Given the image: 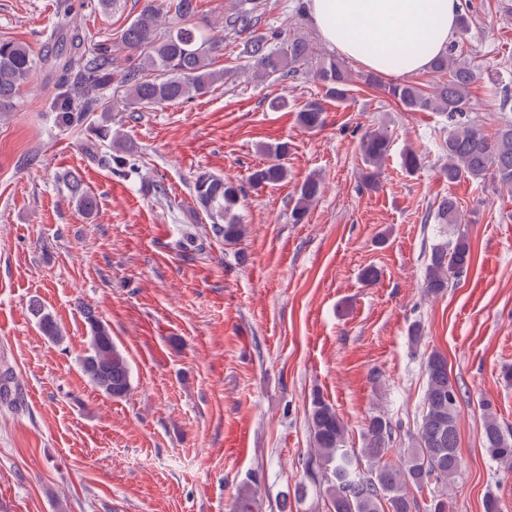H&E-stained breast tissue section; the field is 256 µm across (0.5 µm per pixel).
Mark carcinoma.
Masks as SVG:
<instances>
[{
    "label": "carcinoma",
    "instance_id": "cac0c4a2",
    "mask_svg": "<svg viewBox=\"0 0 512 512\" xmlns=\"http://www.w3.org/2000/svg\"><path fill=\"white\" fill-rule=\"evenodd\" d=\"M196 0H168L165 7L147 0L141 12L121 31L118 46L127 51L118 60L112 40H101L77 26L61 32L53 48L37 55L25 43L0 40V114L15 110L21 87L39 67L57 77L58 92L51 110L63 127L80 125L101 106L103 92L121 94L124 104L134 108H157L180 104L203 95L216 83L235 76L233 70L211 68L212 56L222 50V39L210 34L195 21ZM256 24L255 9H237L225 16V27L237 33L249 32ZM458 39L433 62L431 69L442 79L430 86L413 82L386 84L373 72L360 75L368 87L381 88L407 112H444L448 132L441 150L448 155L443 175L452 185L462 179L487 178L512 190V120L505 119L494 132L486 131L470 116V88L475 73L462 57L459 39L469 31L465 9L458 15ZM244 56L254 72L263 78L286 80L302 69L325 90L326 96L345 100L355 80L346 66L333 55L316 52L305 36L281 41V33L271 31L253 35L244 43ZM301 124L309 129L323 125V108L308 104L299 112ZM90 132L101 142H109L115 153L108 162L117 174L135 166L132 149L112 140V129L104 123L93 124ZM390 137L382 128L365 132L360 152L365 165L363 184L377 185L380 167L390 151ZM272 160L256 168L250 183L256 188L282 181L287 169L280 160L288 154V143L269 147ZM70 198L87 216L97 208L96 198L87 192L79 177L71 172L63 178ZM320 183L310 178L300 187L292 210L293 222L301 223L319 194ZM193 197L195 205L212 220V232L233 243L242 237L244 227L235 213L241 188L233 181L210 172L197 175ZM436 218L441 224H460L462 216L456 198L442 197ZM471 247L465 233L434 243L428 255L424 292L437 296L452 280L469 268ZM42 334L59 344L64 336L56 319L38 301L30 303ZM89 333L87 352L80 359L82 373L89 382L110 398H122L131 390V370L126 357L112 342L109 327L92 311L83 308ZM426 389L417 434L409 446L397 449L398 462L386 460L388 451L403 430L402 422L385 414L372 415L365 424L364 446L355 455L345 448L346 429L336 409L320 395L311 399L309 422L314 450L305 466L311 477L321 478L331 501L332 512H448V486L456 477L458 454V418L461 389L448 375V362L439 352L427 356ZM0 402L11 407L19 404L13 372L0 371ZM484 415L486 455L506 473L512 472V434L505 433L495 415L493 404L480 402ZM366 461L368 467L361 466ZM424 489L430 498L419 505L410 489Z\"/></svg>",
    "mask_w": 512,
    "mask_h": 512
}]
</instances>
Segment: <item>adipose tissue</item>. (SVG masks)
<instances>
[{"label": "adipose tissue", "instance_id": "1", "mask_svg": "<svg viewBox=\"0 0 512 512\" xmlns=\"http://www.w3.org/2000/svg\"><path fill=\"white\" fill-rule=\"evenodd\" d=\"M308 14L326 44L365 70L411 75L446 50L458 0H309Z\"/></svg>", "mask_w": 512, "mask_h": 512}]
</instances>
